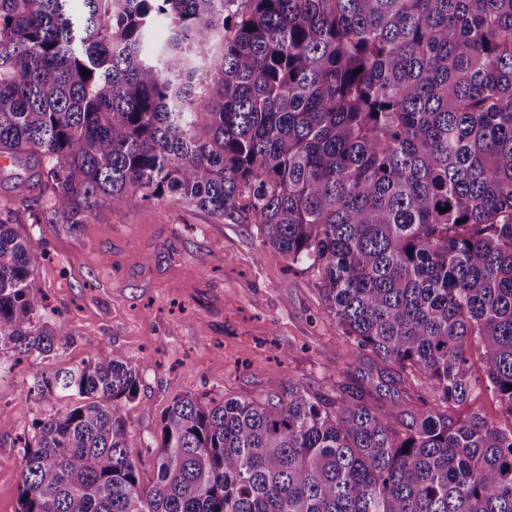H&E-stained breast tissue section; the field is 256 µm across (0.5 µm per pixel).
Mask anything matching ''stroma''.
Listing matches in <instances>:
<instances>
[{"label": "stroma", "mask_w": 512, "mask_h": 512, "mask_svg": "<svg viewBox=\"0 0 512 512\" xmlns=\"http://www.w3.org/2000/svg\"><path fill=\"white\" fill-rule=\"evenodd\" d=\"M33 169L0 167V205L43 251L34 284L65 322L53 352L12 367L0 353V512H17L22 482L15 442L54 414L58 396L36 399V375L119 352L140 375L126 403L127 441L141 482L156 479V433L170 400L191 393L263 401L290 380L311 391L361 384L405 408L428 398L421 375L398 377L372 354L354 355L328 317L312 273L262 245L252 224L188 207L176 195L132 209L103 205L77 231L33 224L20 200Z\"/></svg>", "instance_id": "35a3bbf8"}]
</instances>
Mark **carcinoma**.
<instances>
[{
    "label": "carcinoma",
    "instance_id": "carcinoma-1",
    "mask_svg": "<svg viewBox=\"0 0 512 512\" xmlns=\"http://www.w3.org/2000/svg\"><path fill=\"white\" fill-rule=\"evenodd\" d=\"M72 2L0 0V158L37 160L31 223L175 194L255 224L357 351L437 402L175 396L146 490L138 372L102 354L34 377L67 403L21 439L18 512H512V430L441 409L479 386L476 340L512 416V0ZM3 212L0 351L46 357L64 323Z\"/></svg>",
    "mask_w": 512,
    "mask_h": 512
}]
</instances>
